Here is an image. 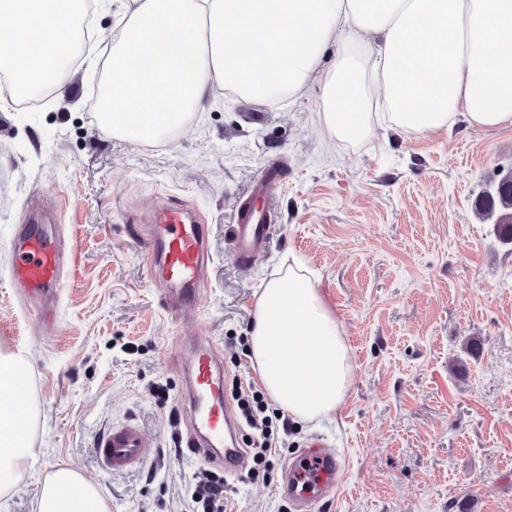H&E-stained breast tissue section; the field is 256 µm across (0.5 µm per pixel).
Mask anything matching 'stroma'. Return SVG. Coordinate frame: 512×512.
<instances>
[{"label": "stroma", "mask_w": 512, "mask_h": 512, "mask_svg": "<svg viewBox=\"0 0 512 512\" xmlns=\"http://www.w3.org/2000/svg\"><path fill=\"white\" fill-rule=\"evenodd\" d=\"M95 74L76 69L45 103L0 109V350L27 369L31 460L0 512H36L70 467L110 512H189L202 464L176 447L185 399L177 334L221 349L227 377L260 383L249 336L260 288L302 256L341 322L354 377L338 409L288 421L283 461L313 440L346 461L316 512H512V245L476 204L512 167V126L465 121L414 136L374 125L353 140L320 126V90L277 103L217 89L176 133L151 143L95 119ZM281 229L249 272L228 228L273 162ZM37 199L68 247L57 326L46 332L6 286L17 226ZM199 212L212 253L197 309L171 318L136 240L168 203ZM135 421L155 442L141 468L106 472L96 448ZM232 512H294L280 478L229 477Z\"/></svg>", "instance_id": "obj_1"}]
</instances>
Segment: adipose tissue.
<instances>
[{"mask_svg": "<svg viewBox=\"0 0 512 512\" xmlns=\"http://www.w3.org/2000/svg\"><path fill=\"white\" fill-rule=\"evenodd\" d=\"M112 129L134 142L183 126L215 87L243 97L322 92L321 125L340 140L368 135L376 112L418 135L512 125V0H112ZM81 0H0V70L33 88L67 54ZM337 47L336 65L322 59ZM250 353L268 395L314 420L336 410L353 379L349 348L304 262L262 288ZM21 356L0 352V488L27 466ZM109 512L98 486L68 467L43 483L37 512Z\"/></svg>", "mask_w": 512, "mask_h": 512, "instance_id": "obj_1", "label": "adipose tissue"}]
</instances>
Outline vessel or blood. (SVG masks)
I'll return each instance as SVG.
<instances>
[{
	"label": "vessel or blood",
	"instance_id": "vessel-or-blood-1",
	"mask_svg": "<svg viewBox=\"0 0 512 512\" xmlns=\"http://www.w3.org/2000/svg\"><path fill=\"white\" fill-rule=\"evenodd\" d=\"M284 168L271 165L238 202L237 218L230 228L231 254L242 270H250L256 255L264 252L280 229V217L271 205L268 186L281 180ZM147 260L158 277L161 305L169 315L194 306L205 286L212 254L207 227L191 219L184 205L163 206L143 238ZM10 290L36 320L52 324L54 298L63 285L65 253L55 228L36 230L21 225L15 240ZM187 396L179 413L182 442L201 461L233 474L247 466L239 443L241 433L234 406L224 398V366L220 350L198 340L192 344L189 365L184 370ZM103 468L111 473L143 465L153 452L152 441L137 423L110 428L98 443ZM283 492L289 499L311 506L326 496H336L345 474V463L336 454L309 451L299 462L284 467Z\"/></svg>",
	"mask_w": 512,
	"mask_h": 512
}]
</instances>
